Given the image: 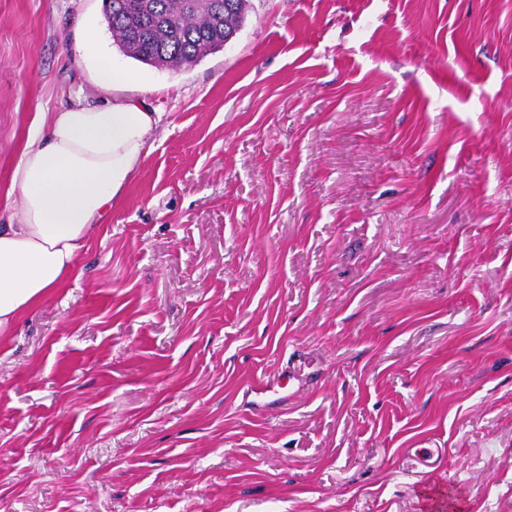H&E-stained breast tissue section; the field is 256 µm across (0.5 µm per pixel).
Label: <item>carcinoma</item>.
<instances>
[{"instance_id":"obj_1","label":"carcinoma","mask_w":512,"mask_h":512,"mask_svg":"<svg viewBox=\"0 0 512 512\" xmlns=\"http://www.w3.org/2000/svg\"><path fill=\"white\" fill-rule=\"evenodd\" d=\"M250 0H103L114 43L152 66L189 67L241 30Z\"/></svg>"}]
</instances>
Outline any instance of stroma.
Segmentation results:
<instances>
[{
	"instance_id": "stroma-1",
	"label": "stroma",
	"mask_w": 512,
	"mask_h": 512,
	"mask_svg": "<svg viewBox=\"0 0 512 512\" xmlns=\"http://www.w3.org/2000/svg\"><path fill=\"white\" fill-rule=\"evenodd\" d=\"M88 22L162 118L0 335V512H512V0H251L178 70L0 0V224L36 117L103 95Z\"/></svg>"
}]
</instances>
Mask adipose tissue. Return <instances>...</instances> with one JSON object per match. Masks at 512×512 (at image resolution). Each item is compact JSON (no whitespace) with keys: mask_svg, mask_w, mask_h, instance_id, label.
<instances>
[{"mask_svg":"<svg viewBox=\"0 0 512 512\" xmlns=\"http://www.w3.org/2000/svg\"><path fill=\"white\" fill-rule=\"evenodd\" d=\"M160 120L136 99H78L29 136L11 180L21 206L0 224V335L77 277L103 215L152 152Z\"/></svg>","mask_w":512,"mask_h":512,"instance_id":"ef3b65f1","label":"adipose tissue"}]
</instances>
